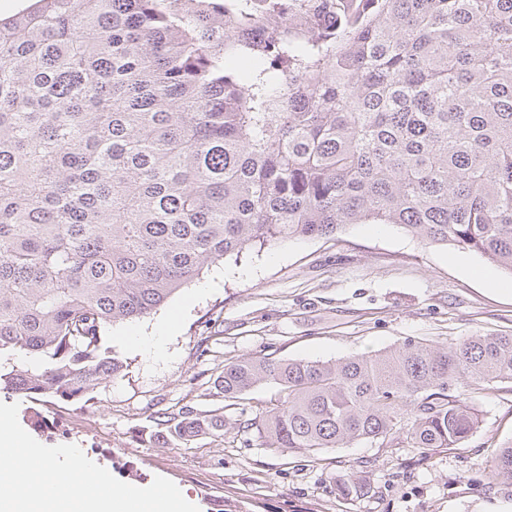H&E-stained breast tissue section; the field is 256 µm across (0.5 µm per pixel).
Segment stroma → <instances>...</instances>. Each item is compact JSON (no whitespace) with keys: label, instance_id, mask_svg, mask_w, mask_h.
<instances>
[{"label":"stroma","instance_id":"1","mask_svg":"<svg viewBox=\"0 0 512 512\" xmlns=\"http://www.w3.org/2000/svg\"><path fill=\"white\" fill-rule=\"evenodd\" d=\"M512 333V276L474 252L432 246L395 225L353 224L330 237L295 238L226 258L155 314L114 326L107 343L126 364L72 412L0 391L38 442L78 445L117 479L174 482L200 512H512V476L485 463L512 444V385L456 386L479 412L460 447L430 452L360 440L313 454H275L235 420L254 417L276 388L261 384L223 407L221 440L158 445L141 435L155 412L220 405L218 375L241 357L333 361L415 340L448 343ZM356 472L368 495L346 499Z\"/></svg>","mask_w":512,"mask_h":512}]
</instances>
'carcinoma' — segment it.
I'll return each mask as SVG.
<instances>
[{"instance_id": "cac0c4a2", "label": "carcinoma", "mask_w": 512, "mask_h": 512, "mask_svg": "<svg viewBox=\"0 0 512 512\" xmlns=\"http://www.w3.org/2000/svg\"><path fill=\"white\" fill-rule=\"evenodd\" d=\"M394 224L512 275V0H35L0 19V390L86 402L113 326L257 245ZM23 353L32 369L13 365ZM512 334L224 366L275 454L456 448ZM168 444L224 413L155 417ZM512 475V446L486 461ZM339 492L361 497L355 475Z\"/></svg>"}]
</instances>
